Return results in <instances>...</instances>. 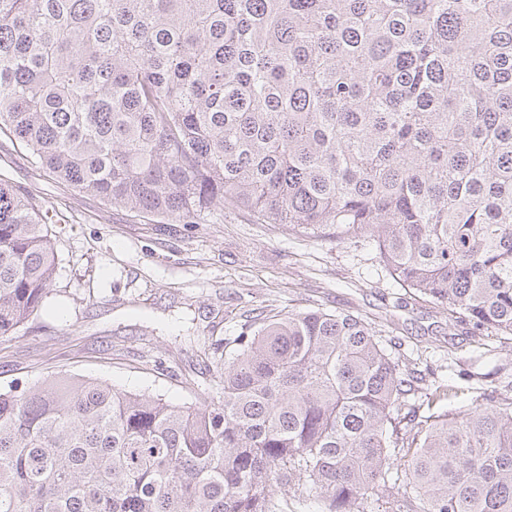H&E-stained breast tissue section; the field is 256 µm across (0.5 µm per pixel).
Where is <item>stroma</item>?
<instances>
[{
	"label": "stroma",
	"mask_w": 512,
	"mask_h": 512,
	"mask_svg": "<svg viewBox=\"0 0 512 512\" xmlns=\"http://www.w3.org/2000/svg\"><path fill=\"white\" fill-rule=\"evenodd\" d=\"M0 179L52 210L59 257L46 305L0 341L2 388L74 375L181 405L216 399L204 347L249 320L303 307L392 328L400 353L452 384L459 378L449 363L482 374L484 390L498 384L494 366L512 360V338L489 339L480 353L464 326L413 299L368 242L291 234L239 212L220 224H158L61 184L1 134Z\"/></svg>",
	"instance_id": "35a3bbf8"
}]
</instances>
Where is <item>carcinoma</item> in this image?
Returning a JSON list of instances; mask_svg holds the SVG:
<instances>
[{"label":"carcinoma","instance_id":"carcinoma-1","mask_svg":"<svg viewBox=\"0 0 512 512\" xmlns=\"http://www.w3.org/2000/svg\"><path fill=\"white\" fill-rule=\"evenodd\" d=\"M0 132L158 224L368 239L473 342L512 337V0H0ZM50 221L0 181V338L44 305ZM382 333L258 318L205 352L219 403L0 389V512H512V382L456 411Z\"/></svg>","mask_w":512,"mask_h":512}]
</instances>
